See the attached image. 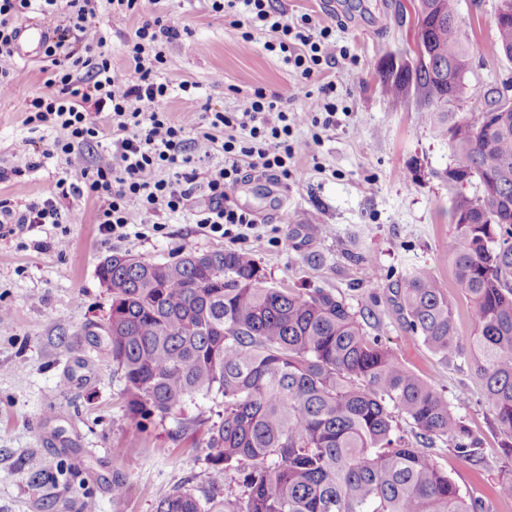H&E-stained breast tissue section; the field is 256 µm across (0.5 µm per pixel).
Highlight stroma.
Returning a JSON list of instances; mask_svg holds the SVG:
<instances>
[{
    "label": "stroma",
    "instance_id": "1",
    "mask_svg": "<svg viewBox=\"0 0 512 512\" xmlns=\"http://www.w3.org/2000/svg\"><path fill=\"white\" fill-rule=\"evenodd\" d=\"M417 0H274L288 17L309 14L332 26L347 55L307 81L336 92V124L311 123L293 133L288 177L257 175L230 190L231 201L256 225L243 236L220 237L187 213L158 214L164 229L137 240L105 235L94 224L93 199H71L63 229L37 225L0 236V512H156L178 487L200 485L206 418L219 401L186 406L194 431L172 439L173 422L146 428L128 417L124 382L112 364L106 326L112 295L98 277L106 256L133 251L153 261H175L183 251L250 252L277 286L343 294L368 335L380 337L408 368L442 391L479 439L465 459L447 440L430 454L464 494L482 499L485 512H512L499 483L512 477L493 413L480 402V382L468 364L434 355L408 330L392 287L422 269L452 289L445 245L452 230L446 137L416 103L394 105L383 95L378 63L413 50ZM498 0H459L458 12L474 50L492 55ZM146 13L168 16L182 34L166 46L162 80L196 83L194 96L173 92V118L202 107L231 111L239 97L261 88L282 91L298 76L267 52L264 31L243 43L240 31L211 12L207 0H142ZM23 80L0 97V198L22 206L46 195L65 171L63 157L36 171L25 165L46 143L24 120L30 99L43 90L41 60L15 57ZM66 232L69 246L54 244ZM126 494L112 500V482Z\"/></svg>",
    "mask_w": 512,
    "mask_h": 512
}]
</instances>
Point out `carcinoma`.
<instances>
[{"label":"carcinoma","mask_w":512,"mask_h":512,"mask_svg":"<svg viewBox=\"0 0 512 512\" xmlns=\"http://www.w3.org/2000/svg\"><path fill=\"white\" fill-rule=\"evenodd\" d=\"M420 7L425 55L381 63V90L395 104L416 97L448 138L456 293L413 270L397 284L398 306L434 354L474 368L482 403L512 439V80L468 95L474 52L457 0ZM496 31L512 60V23ZM450 92L466 111L439 106ZM463 179L474 194L458 189ZM120 257L98 276L112 293L108 340L128 416L172 420L179 437L187 403L213 396L224 405L207 428L201 494L177 488L156 512L483 510L423 450L446 437L471 458L474 433L434 385L366 334L343 297L270 285L245 251ZM460 298L470 304L468 336L455 318Z\"/></svg>","instance_id":"cac0c4a2"}]
</instances>
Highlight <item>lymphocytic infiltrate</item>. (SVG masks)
Wrapping results in <instances>:
<instances>
[{"mask_svg":"<svg viewBox=\"0 0 512 512\" xmlns=\"http://www.w3.org/2000/svg\"><path fill=\"white\" fill-rule=\"evenodd\" d=\"M68 6L64 14L57 0H0V96L24 76L6 64L14 55L19 18L39 11L51 31L40 68L43 90L29 101L25 123L34 133L49 129L52 138L28 168L38 170L60 155L72 169L48 196L24 208L0 199V224H62L67 201L86 195L98 204L95 221L102 231L119 239H130L132 227L149 225L161 211L192 213L214 234L228 225L253 228V216L232 204L228 192L251 172L288 176L295 153L291 136L300 121L289 104L299 86L272 94L258 88L240 98L235 111L207 108L173 120L166 107L169 88L157 72L163 47L179 37L178 28L159 16L142 17L127 44L131 68L125 71L112 63L110 36L99 17L105 11L136 13L139 0H68ZM211 10L234 17L244 41H251L252 28L268 29L265 49L280 53L299 78L311 79L336 62L332 27L317 26L309 15L288 19L272 0H211ZM73 31L82 50L67 43ZM107 126V159L85 165L81 146L99 141ZM197 142L221 153L223 164L199 170L190 151ZM201 190L209 203L198 208L194 200Z\"/></svg>","mask_w":512,"mask_h":512,"instance_id":"1","label":"lymphocytic infiltrate"}]
</instances>
